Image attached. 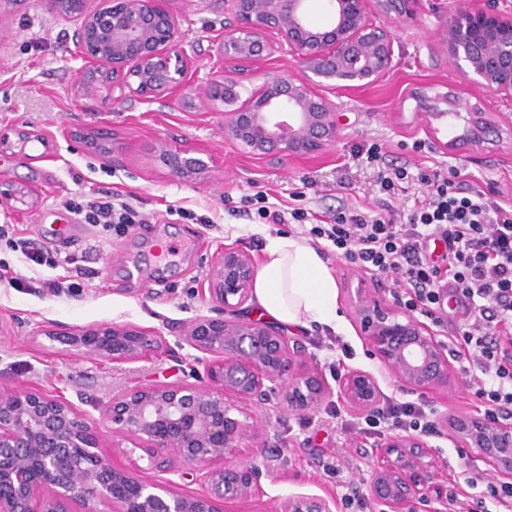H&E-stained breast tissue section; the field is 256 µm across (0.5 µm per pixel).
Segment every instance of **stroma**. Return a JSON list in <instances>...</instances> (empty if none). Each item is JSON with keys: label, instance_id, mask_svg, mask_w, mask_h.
I'll use <instances>...</instances> for the list:
<instances>
[{"label": "stroma", "instance_id": "obj_1", "mask_svg": "<svg viewBox=\"0 0 512 512\" xmlns=\"http://www.w3.org/2000/svg\"><path fill=\"white\" fill-rule=\"evenodd\" d=\"M463 2L420 0L415 19L394 23L377 15V23H392L395 30L394 70L366 87L329 91L338 106L340 134L327 152L273 161L251 156L226 137L223 113L200 98L180 92L151 103L131 99L114 106L86 95L75 84L86 66L76 47L75 23L47 11L43 0H14L1 9L0 137L22 130L34 137L24 152L0 151V186L28 189L34 197L27 205L1 201L0 225L9 226L12 238L38 241L51 256L59 252L52 243L54 232L70 229L77 236L72 251L80 261L79 286L70 291L37 292L0 282V387L40 390L98 422L113 394L177 383L190 370H204L209 355L183 345L181 338L194 319L215 313L208 291L213 264L228 247L263 263L268 238L289 231L288 225L264 224L257 215L240 213L242 198L263 188L285 203L299 192L302 207L319 214L356 201L374 203L379 197L374 188L377 167L361 155L371 144L381 145L387 165L444 174L457 169L478 189L512 192V131L480 143L457 141L462 120L425 114L417 97L422 91L438 104L449 93L485 118L512 114L511 103L471 83L448 56L446 17ZM173 8L181 20L180 44L194 61L190 82L204 87L217 63L216 44L234 19L225 12L224 0H174ZM302 74L293 57L265 58L238 73V91L245 98L269 76ZM90 136L109 146V156L87 144ZM417 140L425 144L419 152L411 148ZM175 149L205 153L209 171L198 177L172 176L159 155ZM115 191L135 195L145 218L120 236L103 225L79 221L64 207L73 196ZM181 208L202 216V223L178 216ZM161 239L173 253L160 263L153 252ZM326 263L336 279L339 324L291 329L288 337L314 355L331 380L336 376L330 368L333 355L321 341L336 333L353 350L343 369L375 371L383 394L421 400V393L404 391L380 370L355 315L356 288L380 297L390 280L372 279L331 255ZM103 323L135 325L164 337L165 345L147 357L115 362L78 353L56 338L60 332ZM359 416L338 398L312 412L308 426L298 413L275 416L278 439L266 451L274 461V476L263 481L257 504L269 508L289 494L305 493L335 499L337 512H347V486H359L361 474L372 465L370 449L353 447L341 430ZM98 436L102 455L115 466L146 482L168 479L144 449L113 447L110 427L100 425ZM429 443L448 465L450 493L464 490L462 468L489 471L475 450L458 457L452 439L433 436ZM339 451L349 468L335 477L323 467Z\"/></svg>", "mask_w": 512, "mask_h": 512}]
</instances>
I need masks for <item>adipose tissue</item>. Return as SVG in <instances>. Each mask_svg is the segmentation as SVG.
<instances>
[{
    "label": "adipose tissue",
    "mask_w": 512,
    "mask_h": 512,
    "mask_svg": "<svg viewBox=\"0 0 512 512\" xmlns=\"http://www.w3.org/2000/svg\"><path fill=\"white\" fill-rule=\"evenodd\" d=\"M265 253L253 289L260 312L288 326L335 324L336 280L318 251L304 238L281 235Z\"/></svg>",
    "instance_id": "1"
}]
</instances>
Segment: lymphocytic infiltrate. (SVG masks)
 I'll use <instances>...</instances> for the list:
<instances>
[{"label": "lymphocytic infiltrate", "mask_w": 512, "mask_h": 512, "mask_svg": "<svg viewBox=\"0 0 512 512\" xmlns=\"http://www.w3.org/2000/svg\"><path fill=\"white\" fill-rule=\"evenodd\" d=\"M412 177L423 191L399 224L387 196ZM376 184L383 195L377 209L346 205L319 218L302 207L270 202L264 190L247 202L268 223L293 221L321 254L390 279L394 301L409 311L433 317L446 301H455L463 310L454 337L456 354L469 393L487 420L512 414V202H500L496 191L474 188L457 171L444 176L422 170L413 176L402 167L384 169ZM65 206L85 223L105 224L118 234L143 221L117 193L79 196ZM433 242L443 243L441 253L430 252ZM432 426L422 403L388 398L350 429L419 434Z\"/></svg>", "instance_id": "f902f5d3"}]
</instances>
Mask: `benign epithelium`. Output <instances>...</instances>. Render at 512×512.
Wrapping results in <instances>:
<instances>
[{
    "label": "benign epithelium",
    "mask_w": 512,
    "mask_h": 512,
    "mask_svg": "<svg viewBox=\"0 0 512 512\" xmlns=\"http://www.w3.org/2000/svg\"><path fill=\"white\" fill-rule=\"evenodd\" d=\"M417 0H324L328 24L309 15V0H224L237 25L224 30L219 74L202 90L188 84L193 61L179 44L180 22L169 0H45L48 10L77 22L76 44L88 63L76 78L84 92L152 102L190 90L224 112V132L259 159L317 156L337 137L336 103L317 86L370 85L395 66L392 27L373 21L380 10L399 19ZM446 49L477 86L512 102V13L497 0H467L446 20ZM289 54L301 77L267 78L247 99L236 91L242 64ZM459 139L498 132L480 117L464 118ZM162 161L177 177L197 175L207 163L189 150H166ZM258 272L251 255L224 248L211 274L210 293L222 315L203 316L182 342L217 358L208 382L155 384L112 396L99 423L160 459L180 477L200 472L206 489L175 494L115 467L99 451L97 425L72 406L36 389L0 390V512H219L218 503L250 504L269 468L251 452L269 447L276 433L254 408L305 413L333 395L370 412L381 388L370 371L352 369L330 384L318 361L269 324L241 318ZM357 319L372 355L402 386L423 393L446 390L453 367L444 343L428 325L402 314L364 288L357 289ZM85 355L137 359L166 344L132 324H101L57 333ZM453 437L474 448L496 475L512 478V424L451 414L431 407ZM376 449L379 461L361 478L372 512H448V485L431 445L420 435L396 434ZM336 501L294 493L275 512H335Z\"/></svg>",
    "instance_id": "benign-epithelium-1"
}]
</instances>
